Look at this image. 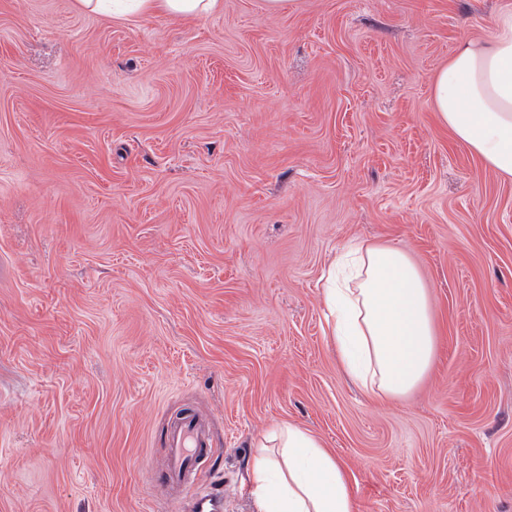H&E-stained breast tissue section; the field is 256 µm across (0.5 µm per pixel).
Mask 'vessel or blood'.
<instances>
[{
    "label": "vessel or blood",
    "mask_w": 512,
    "mask_h": 512,
    "mask_svg": "<svg viewBox=\"0 0 512 512\" xmlns=\"http://www.w3.org/2000/svg\"><path fill=\"white\" fill-rule=\"evenodd\" d=\"M166 463L157 484L170 491H182L196 484L202 459L213 451L210 426L192 412L175 417L167 427L163 445ZM190 512H223L224 493L209 489L193 495Z\"/></svg>",
    "instance_id": "obj_1"
}]
</instances>
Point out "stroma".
<instances>
[{"label":"stroma","instance_id":"1","mask_svg":"<svg viewBox=\"0 0 512 512\" xmlns=\"http://www.w3.org/2000/svg\"><path fill=\"white\" fill-rule=\"evenodd\" d=\"M512 0H223L202 18L0 0V512H167L158 442L255 512L247 461L294 424L357 512H512V179L455 142L431 82ZM403 250L423 381L370 400L322 276ZM210 426L194 412L175 417L167 427L163 445L166 463L155 482L168 491L181 494L198 480L202 459L213 452Z\"/></svg>","mask_w":512,"mask_h":512}]
</instances>
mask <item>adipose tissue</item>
I'll use <instances>...</instances> for the list:
<instances>
[{
	"label": "adipose tissue",
	"instance_id": "adipose-tissue-1",
	"mask_svg": "<svg viewBox=\"0 0 512 512\" xmlns=\"http://www.w3.org/2000/svg\"><path fill=\"white\" fill-rule=\"evenodd\" d=\"M135 11L198 18L222 0H131ZM439 123L499 175L512 178V12L487 42L459 44L431 86ZM329 337L347 374L374 400H396L430 370L436 331L425 283L399 249L354 244L326 276ZM248 475L259 512H355L336 456L283 423L255 445Z\"/></svg>",
	"mask_w": 512,
	"mask_h": 512
}]
</instances>
